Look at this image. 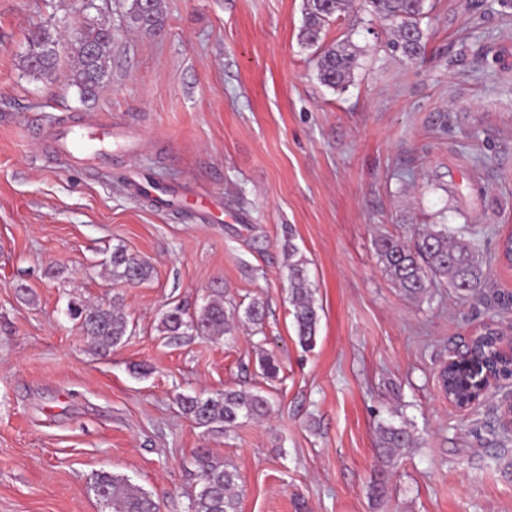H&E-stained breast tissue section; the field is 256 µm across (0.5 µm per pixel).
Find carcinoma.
<instances>
[{
    "mask_svg": "<svg viewBox=\"0 0 512 512\" xmlns=\"http://www.w3.org/2000/svg\"><path fill=\"white\" fill-rule=\"evenodd\" d=\"M122 20L131 28L149 35L162 33L165 23L159 0L146 8L141 0H123ZM352 6V0H304L303 24L298 37L301 44L316 48L318 79L329 89L342 90L350 82L357 66L358 47L348 38L334 44H321L326 26ZM364 10L390 25L391 39L387 49L393 56L408 60L420 58L426 50L427 34L424 21L428 18L426 0H361ZM112 28L83 27L69 36V45L76 62L74 86L84 99L95 97L109 74V49L114 41ZM61 34L47 26L34 27L27 38V49L21 56L23 69L33 75L50 77L59 68ZM467 224L452 228L446 224H426L409 241L382 236L377 250L385 272L406 296L420 300L441 282L464 296H475L488 276V263L480 258ZM112 268L117 276L141 283L151 277V267L127 255L118 247L112 252ZM288 295L299 344L311 349L316 345L319 307L313 297L308 277L307 260L298 248L288 244ZM68 314L91 336L97 350L107 353L127 336V320L114 310L87 305L81 301L68 304ZM264 304L252 301L245 309V319L252 325L262 324ZM195 330L208 336H230L234 331L233 315L224 308V300L212 299L189 316L176 305L166 311L160 321V331L168 336H182ZM503 332L488 325L484 333L472 340L471 355L461 358L457 369L447 364L443 379L446 394L460 404L471 400L469 382L488 370L509 380L512 364L498 351ZM179 402L183 413L200 426L220 424L226 428L241 418L259 419L270 411L269 400L259 394L226 390L214 396L182 395ZM379 453L391 461L406 448L417 444L408 423H381L377 428ZM199 471V489L189 505V512H238L237 470L200 450L195 454ZM92 490L112 512H159V504L145 490L131 484L123 476L102 471L94 476Z\"/></svg>",
    "mask_w": 512,
    "mask_h": 512,
    "instance_id": "cac0c4a2",
    "label": "carcinoma"
}]
</instances>
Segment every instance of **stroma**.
Here are the masks:
<instances>
[{"label": "stroma", "instance_id": "stroma-1", "mask_svg": "<svg viewBox=\"0 0 512 512\" xmlns=\"http://www.w3.org/2000/svg\"><path fill=\"white\" fill-rule=\"evenodd\" d=\"M119 2L0 0V512H110L91 489L100 471L188 512L200 448L237 469L238 512H512L505 389L461 410L436 375L490 321L512 344V267L498 259L512 233V4L429 0L416 60L392 57L388 24L352 7L323 33L362 50L340 92L298 39L303 0H162L163 33L119 28L88 103L70 59L49 78L23 71L33 26L116 24ZM93 124L122 141L95 176L57 148ZM434 223L479 231V296L415 301L385 273L377 240ZM290 242L320 308L309 350L290 314ZM119 245L149 281L115 276ZM217 294L265 302L263 325L160 332L169 308ZM74 299L120 306L129 336L101 355L67 313ZM227 389L262 392L269 415L206 428L179 404ZM386 421L418 440L388 463Z\"/></svg>", "mask_w": 512, "mask_h": 512}]
</instances>
